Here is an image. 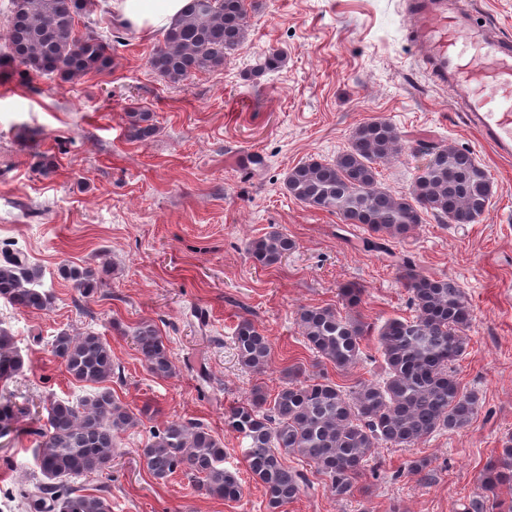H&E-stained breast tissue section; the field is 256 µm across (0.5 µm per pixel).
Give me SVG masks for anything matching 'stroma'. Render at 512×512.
Listing matches in <instances>:
<instances>
[{
	"mask_svg": "<svg viewBox=\"0 0 512 512\" xmlns=\"http://www.w3.org/2000/svg\"><path fill=\"white\" fill-rule=\"evenodd\" d=\"M250 35L222 70L174 86L148 58L151 32L112 46L113 66L69 84L57 76L0 77V251L23 255L43 272L54 296L30 311L0 298V326L25 359L11 388L36 407L23 431L0 439V505L14 508L19 485L39 479L38 431L44 402L78 401L91 388L75 382L54 356L58 333L106 339L118 369L111 387L131 408L150 406L118 440L112 468L77 479L103 488L112 512H269L260 484L243 497L200 494L185 476L158 481L139 448L172 420H198L224 443L227 465L244 468V441L224 427V409L255 386L275 394L284 367H311L295 312L341 308L340 289L363 290L366 322L410 317L397 258L455 281L473 309L457 376L480 402L470 426L441 431L409 448L381 445L339 500L324 484L282 512H462L477 477L512 434V159L499 158L466 124L447 88L422 69L407 34L404 0H247ZM469 14L512 40V0H462ZM285 57L275 72L253 76L258 58ZM153 111L157 131L129 141L128 112ZM382 118L403 137L381 181L407 190L428 157L419 143L450 142L472 151L495 184L478 223L443 224L433 216L387 252L366 250L363 228L289 196L288 170L312 158L332 160L352 130ZM272 231L296 248L281 264L255 266L248 242ZM109 264L106 287L81 296L58 275L61 265ZM250 319L272 344L265 372L247 373L231 337ZM153 323L176 372L153 378L131 336ZM430 462L427 473L412 460Z\"/></svg>",
	"mask_w": 512,
	"mask_h": 512,
	"instance_id": "stroma-1",
	"label": "stroma"
}]
</instances>
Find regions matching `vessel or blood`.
<instances>
[{
	"label": "vessel or blood",
	"instance_id": "1",
	"mask_svg": "<svg viewBox=\"0 0 512 512\" xmlns=\"http://www.w3.org/2000/svg\"><path fill=\"white\" fill-rule=\"evenodd\" d=\"M408 33L433 80L466 107L489 147L512 157V41L463 11L457 0H406Z\"/></svg>",
	"mask_w": 512,
	"mask_h": 512
}]
</instances>
